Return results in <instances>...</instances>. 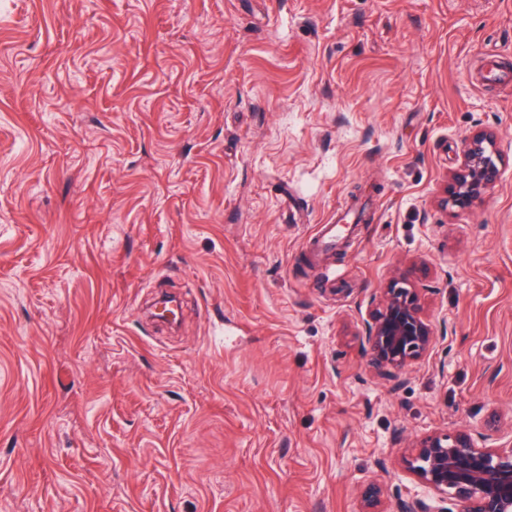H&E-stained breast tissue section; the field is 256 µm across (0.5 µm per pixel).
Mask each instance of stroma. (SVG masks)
Masks as SVG:
<instances>
[{
    "label": "stroma",
    "mask_w": 512,
    "mask_h": 512,
    "mask_svg": "<svg viewBox=\"0 0 512 512\" xmlns=\"http://www.w3.org/2000/svg\"><path fill=\"white\" fill-rule=\"evenodd\" d=\"M493 55L512 0H0V512H360L430 498L414 437L512 441ZM479 129L498 183L448 206ZM398 270L437 341L387 377L360 337Z\"/></svg>",
    "instance_id": "1"
}]
</instances>
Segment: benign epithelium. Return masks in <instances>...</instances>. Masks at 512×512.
<instances>
[{
    "label": "benign epithelium",
    "instance_id": "obj_1",
    "mask_svg": "<svg viewBox=\"0 0 512 512\" xmlns=\"http://www.w3.org/2000/svg\"><path fill=\"white\" fill-rule=\"evenodd\" d=\"M499 179L494 135L473 133L450 183V200L467 208ZM433 327L420 303L419 289L404 275L393 277L379 307L365 323L362 351L378 372L396 376L431 354ZM492 435L476 429L454 434L434 431L413 440L407 468L437 496L433 506L421 498L400 499L391 512H512V443L494 446Z\"/></svg>",
    "mask_w": 512,
    "mask_h": 512
}]
</instances>
